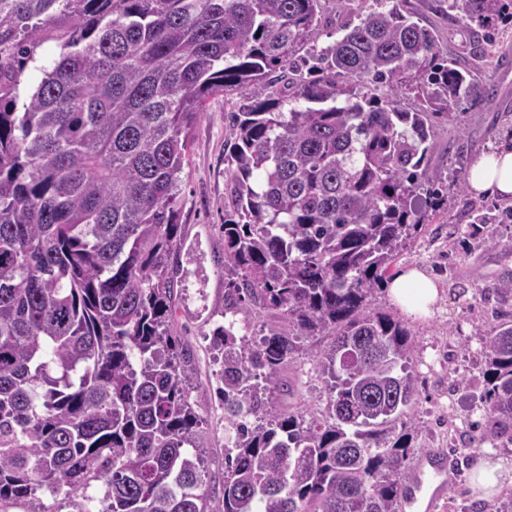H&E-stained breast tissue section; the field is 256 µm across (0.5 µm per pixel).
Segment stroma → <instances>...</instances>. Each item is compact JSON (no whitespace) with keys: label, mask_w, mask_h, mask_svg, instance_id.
Listing matches in <instances>:
<instances>
[{"label":"stroma","mask_w":512,"mask_h":512,"mask_svg":"<svg viewBox=\"0 0 512 512\" xmlns=\"http://www.w3.org/2000/svg\"><path fill=\"white\" fill-rule=\"evenodd\" d=\"M432 2L407 0L406 6L434 28L439 47L447 49L449 56L468 60L470 43L482 31V22L443 19L432 11ZM495 28L498 39L482 68L495 89L494 102L486 105L462 100L453 107L454 120H438L433 157L443 172L468 169L472 162L471 156H459V136L481 142L487 151L512 137V22H496ZM241 103L236 94L208 100L193 132L180 185L179 222L184 241L174 276L181 290L175 324L178 333L193 346L205 382L211 380L214 370L207 337L224 322V239L217 226L224 221L226 116L238 111ZM410 266L425 269L447 288L454 278H462L466 293L458 299L446 295L444 312L436 320L410 325L414 334L411 371L417 393L410 420L400 426L401 431L412 436L407 463L413 467L429 452L444 453L456 448L465 463L456 469L455 481L431 512H496L504 502L512 500V487L490 502L474 499L469 487L471 466L483 459L512 461V444L498 441L474 448L470 445L472 431L459 432L451 440L444 433L452 417L468 418L476 425L486 421L484 342L494 320L485 287L504 271L512 270V223L488 225L480 236L474 237L458 208L449 207L441 217L423 226L390 272L395 275ZM330 342L327 336L305 339L303 351L285 367L282 379L292 384L293 392L283 396L284 407H302L317 415L325 412L329 391L315 354ZM198 412L205 420L197 441L204 450L205 488L216 503L223 497L224 410L218 400L209 399L201 403Z\"/></svg>","instance_id":"obj_1"}]
</instances>
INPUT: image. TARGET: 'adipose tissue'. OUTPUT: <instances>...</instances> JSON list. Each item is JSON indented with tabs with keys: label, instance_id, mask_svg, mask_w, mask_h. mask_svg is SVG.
I'll list each match as a JSON object with an SVG mask.
<instances>
[{
	"label": "adipose tissue",
	"instance_id": "adipose-tissue-1",
	"mask_svg": "<svg viewBox=\"0 0 512 512\" xmlns=\"http://www.w3.org/2000/svg\"><path fill=\"white\" fill-rule=\"evenodd\" d=\"M470 190L483 196L512 198V140L502 141L489 152L480 154L467 173ZM445 290L439 280L423 269L411 266L395 275L388 286L390 302L415 321H428L442 311ZM471 487L483 501L495 499L512 485V465L504 460L485 461L470 476Z\"/></svg>",
	"mask_w": 512,
	"mask_h": 512
}]
</instances>
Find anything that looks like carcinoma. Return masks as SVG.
I'll return each instance as SVG.
<instances>
[{
	"label": "carcinoma",
	"instance_id": "1",
	"mask_svg": "<svg viewBox=\"0 0 512 512\" xmlns=\"http://www.w3.org/2000/svg\"><path fill=\"white\" fill-rule=\"evenodd\" d=\"M379 2L302 55L321 0H0V509L50 512L48 492L75 512H213L171 267L194 129L208 98L239 93L218 226L226 317L210 343L222 512H398L415 479L397 432L416 393L412 333L372 298L448 205L433 118L494 88L441 53L405 0ZM434 3L446 18L512 16V0ZM46 48L55 58L23 97ZM455 199L473 227L508 216L474 209L464 178ZM486 291L508 301L512 276ZM250 309L276 320L240 335ZM311 336L333 337L317 357L322 420L278 398ZM484 354L478 447L512 442L511 314L496 313Z\"/></svg>",
	"mask_w": 512,
	"mask_h": 512
}]
</instances>
